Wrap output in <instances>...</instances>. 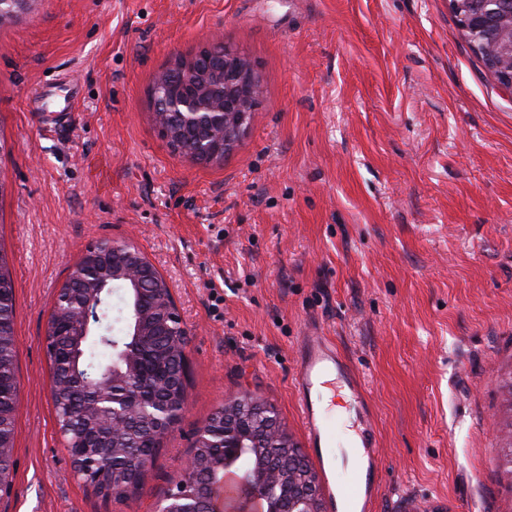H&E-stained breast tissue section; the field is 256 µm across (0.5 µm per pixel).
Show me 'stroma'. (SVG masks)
Segmentation results:
<instances>
[{
	"label": "stroma",
	"instance_id": "obj_1",
	"mask_svg": "<svg viewBox=\"0 0 512 512\" xmlns=\"http://www.w3.org/2000/svg\"><path fill=\"white\" fill-rule=\"evenodd\" d=\"M214 38L261 96L202 164L161 139L150 88ZM105 239L158 269L188 332L186 406L123 500L73 474L45 336ZM0 248L18 379L0 512H156L244 394L305 448L291 378L315 331L364 379L376 512H512V91L448 0H36L0 28Z\"/></svg>",
	"mask_w": 512,
	"mask_h": 512
}]
</instances>
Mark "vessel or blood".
<instances>
[{
  "mask_svg": "<svg viewBox=\"0 0 512 512\" xmlns=\"http://www.w3.org/2000/svg\"><path fill=\"white\" fill-rule=\"evenodd\" d=\"M293 385L310 456L327 479V512H373L380 482L378 456L367 450L368 440L362 430L357 433L358 447H336L335 430L323 408L325 391L341 388L352 399L353 414L370 421L372 411L361 378L332 342L314 333L299 342ZM339 464L352 469L348 486L340 487L330 480Z\"/></svg>",
  "mask_w": 512,
  "mask_h": 512,
  "instance_id": "vessel-or-blood-1",
  "label": "vessel or blood"
}]
</instances>
